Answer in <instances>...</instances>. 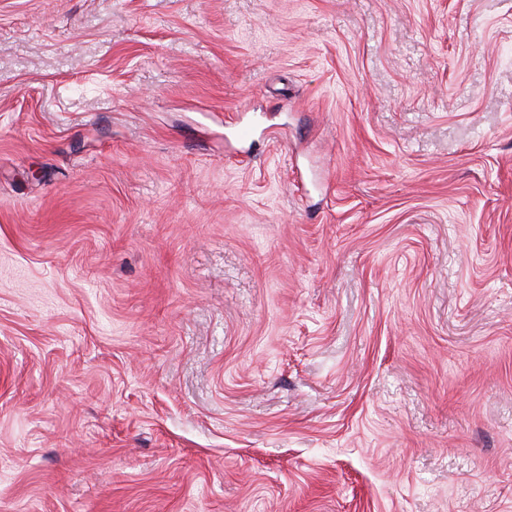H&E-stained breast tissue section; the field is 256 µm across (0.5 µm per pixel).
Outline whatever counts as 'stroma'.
Masks as SVG:
<instances>
[{"instance_id":"35a3bbf8","label":"stroma","mask_w":512,"mask_h":512,"mask_svg":"<svg viewBox=\"0 0 512 512\" xmlns=\"http://www.w3.org/2000/svg\"><path fill=\"white\" fill-rule=\"evenodd\" d=\"M0 512H512V0H0Z\"/></svg>"}]
</instances>
